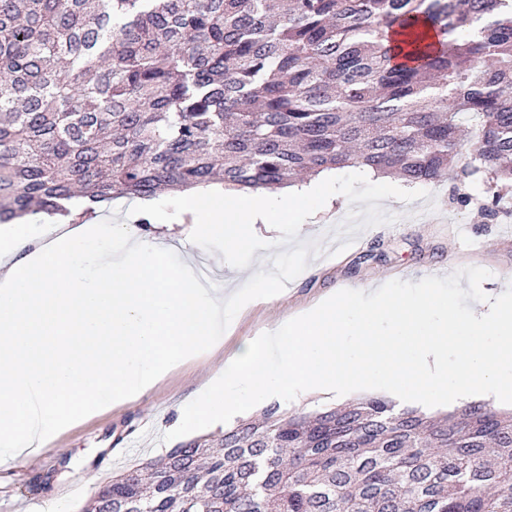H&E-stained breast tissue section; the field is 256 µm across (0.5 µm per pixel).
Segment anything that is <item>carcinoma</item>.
<instances>
[{"mask_svg": "<svg viewBox=\"0 0 512 512\" xmlns=\"http://www.w3.org/2000/svg\"><path fill=\"white\" fill-rule=\"evenodd\" d=\"M387 29L415 35L411 59ZM345 167L512 184V0H0V223ZM93 504L512 512V411L268 406L113 476Z\"/></svg>", "mask_w": 512, "mask_h": 512, "instance_id": "cac0c4a2", "label": "carcinoma"}]
</instances>
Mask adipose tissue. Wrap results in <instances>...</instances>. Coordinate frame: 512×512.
Here are the masks:
<instances>
[{
    "label": "adipose tissue",
    "instance_id": "obj_1",
    "mask_svg": "<svg viewBox=\"0 0 512 512\" xmlns=\"http://www.w3.org/2000/svg\"><path fill=\"white\" fill-rule=\"evenodd\" d=\"M321 178L271 196L212 185L188 190L193 215L177 242L187 255L167 260L160 245L174 223L151 201L156 235L134 224H64L34 240L46 214L0 223V467L36 460L76 422L141 397L175 363L209 346L230 316L271 296L273 277L246 274L245 287L217 292L198 276L191 248L221 238L228 253H253L255 224H292L299 205L327 191ZM121 235L115 251L104 241Z\"/></svg>",
    "mask_w": 512,
    "mask_h": 512
}]
</instances>
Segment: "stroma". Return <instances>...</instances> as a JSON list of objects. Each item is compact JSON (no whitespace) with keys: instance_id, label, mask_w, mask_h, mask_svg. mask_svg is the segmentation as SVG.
<instances>
[{"instance_id":"35a3bbf8","label":"stroma","mask_w":512,"mask_h":512,"mask_svg":"<svg viewBox=\"0 0 512 512\" xmlns=\"http://www.w3.org/2000/svg\"><path fill=\"white\" fill-rule=\"evenodd\" d=\"M448 179L409 185L380 179L355 168L336 171L326 211L301 215L300 226L283 225L291 240L298 231L330 244L357 218L353 242L325 259L303 257L296 247L260 241L257 256L221 257V242L206 239L196 257L210 261L219 276L231 266L262 261L265 271L285 276L290 286L279 300L243 309L210 351L179 366L150 393L111 412L80 422L30 463L0 468V512H40L55 502L58 512H81L112 476L149 459L164 456L174 441L163 440L164 428L191 401L209 373L223 366L249 339L267 332L328 294L344 288H367L373 282L400 279L418 282L449 275L465 266L490 271L482 284L491 294L512 282V212L497 219L453 202Z\"/></svg>"}]
</instances>
